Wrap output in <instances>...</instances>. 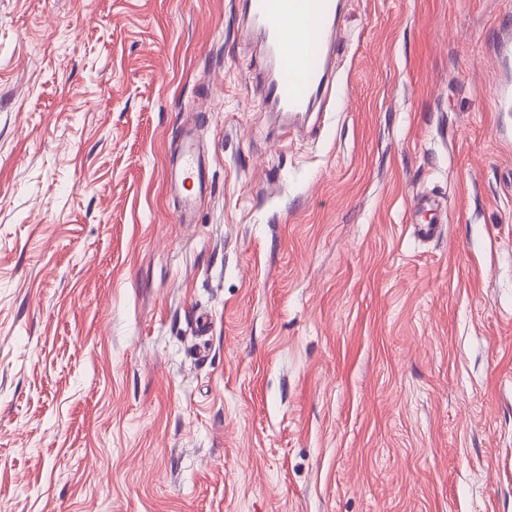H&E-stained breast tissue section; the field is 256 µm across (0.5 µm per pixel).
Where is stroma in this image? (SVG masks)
I'll use <instances>...</instances> for the list:
<instances>
[{
	"instance_id": "obj_1",
	"label": "stroma",
	"mask_w": 512,
	"mask_h": 512,
	"mask_svg": "<svg viewBox=\"0 0 512 512\" xmlns=\"http://www.w3.org/2000/svg\"><path fill=\"white\" fill-rule=\"evenodd\" d=\"M506 25L345 0L310 133L243 0H0V512H512ZM189 180L196 182L197 195H202L206 189L204 158L198 151L193 133L187 131L183 134L181 152L172 163L168 182L170 189L181 195Z\"/></svg>"
}]
</instances>
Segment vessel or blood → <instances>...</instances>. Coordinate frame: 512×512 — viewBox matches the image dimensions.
<instances>
[{"label":"vessel or blood","mask_w":512,"mask_h":512,"mask_svg":"<svg viewBox=\"0 0 512 512\" xmlns=\"http://www.w3.org/2000/svg\"><path fill=\"white\" fill-rule=\"evenodd\" d=\"M251 24L265 37L267 73L263 81V101L291 119L307 116L329 83L325 35L341 15V0H245ZM310 16L313 33L302 39L297 19ZM297 52H289V45ZM196 182L205 190L204 159L192 132L183 135L182 149L173 161L168 182L183 198L181 223L192 221L195 196L184 194L186 182Z\"/></svg>","instance_id":"vessel-or-blood-1"}]
</instances>
